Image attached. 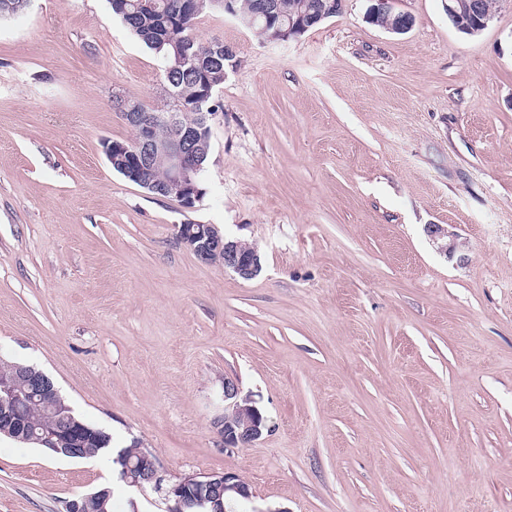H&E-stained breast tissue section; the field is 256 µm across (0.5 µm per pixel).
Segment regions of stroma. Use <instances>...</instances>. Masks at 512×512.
Returning <instances> with one entry per match:
<instances>
[{"label": "stroma", "instance_id": "stroma-1", "mask_svg": "<svg viewBox=\"0 0 512 512\" xmlns=\"http://www.w3.org/2000/svg\"><path fill=\"white\" fill-rule=\"evenodd\" d=\"M367 8L285 42L199 18L231 59L191 208L104 154L132 136L113 93L166 106L107 0L0 20V357L170 473H237L255 512H512V0L475 36L443 0H394L402 35ZM186 222L255 244L260 274L199 262ZM228 375L268 424L231 453ZM103 484L158 512L104 461L0 438V512ZM426 233L439 252L451 255L456 251L455 239L448 228L441 224H428Z\"/></svg>", "mask_w": 512, "mask_h": 512}]
</instances>
